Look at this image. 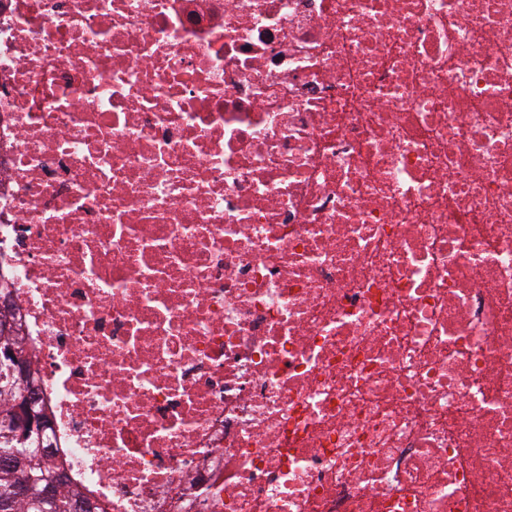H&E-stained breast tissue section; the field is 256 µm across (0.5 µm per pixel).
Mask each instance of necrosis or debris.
<instances>
[{
  "mask_svg": "<svg viewBox=\"0 0 512 512\" xmlns=\"http://www.w3.org/2000/svg\"><path fill=\"white\" fill-rule=\"evenodd\" d=\"M0 253L107 512H512V0H0Z\"/></svg>",
  "mask_w": 512,
  "mask_h": 512,
  "instance_id": "1",
  "label": "necrosis or debris"
}]
</instances>
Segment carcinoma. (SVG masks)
<instances>
[{
  "mask_svg": "<svg viewBox=\"0 0 512 512\" xmlns=\"http://www.w3.org/2000/svg\"><path fill=\"white\" fill-rule=\"evenodd\" d=\"M11 350L15 357L8 360L0 357V458L10 459L11 465L0 467V512H101L83 496L69 487V477L64 462L57 459L53 445L44 444L45 432L19 431L21 417H36L51 421L42 403L29 405L22 400L26 393H34V373L31 362L22 355L20 329L9 336L0 334V350ZM25 369L15 367V361ZM25 481L27 494L22 499L13 495V486ZM56 486L53 495L46 494Z\"/></svg>",
  "mask_w": 512,
  "mask_h": 512,
  "instance_id": "cac0c4a2",
  "label": "carcinoma"
}]
</instances>
